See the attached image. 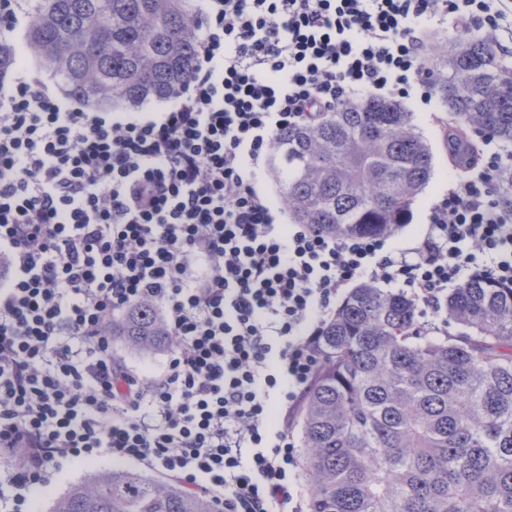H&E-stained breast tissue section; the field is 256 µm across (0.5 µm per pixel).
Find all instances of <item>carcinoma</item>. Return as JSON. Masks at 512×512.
<instances>
[{"label":"carcinoma","instance_id":"cac0c4a2","mask_svg":"<svg viewBox=\"0 0 512 512\" xmlns=\"http://www.w3.org/2000/svg\"><path fill=\"white\" fill-rule=\"evenodd\" d=\"M195 0H32L24 47L91 105L167 101L195 63ZM435 91L458 124L512 143V65L487 40L432 45ZM0 35V80L18 66ZM434 171L413 113L374 97L283 131L279 201L334 237L388 236ZM456 333L431 336L409 297L369 282L322 326V364L300 416L308 512H512V285L474 277L443 305ZM144 355L173 345L148 302L112 324ZM51 512H213L175 483L114 468L75 483Z\"/></svg>","mask_w":512,"mask_h":512}]
</instances>
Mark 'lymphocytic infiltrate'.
Masks as SVG:
<instances>
[{
  "label": "lymphocytic infiltrate",
  "instance_id": "obj_1",
  "mask_svg": "<svg viewBox=\"0 0 512 512\" xmlns=\"http://www.w3.org/2000/svg\"><path fill=\"white\" fill-rule=\"evenodd\" d=\"M161 112H97L18 68L0 90V512L79 461H132L214 512H305L295 413L353 282L394 284L444 334L472 276L512 284V152L472 132L405 247L290 224L263 184L278 135L369 97L435 108L431 29L512 54V0H201ZM152 302L174 340L129 369L108 329Z\"/></svg>",
  "mask_w": 512,
  "mask_h": 512
}]
</instances>
